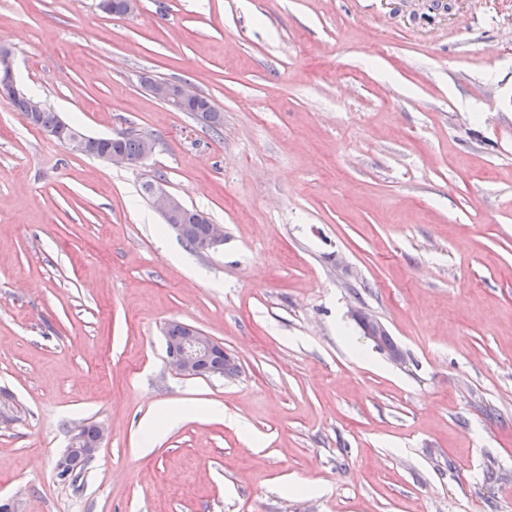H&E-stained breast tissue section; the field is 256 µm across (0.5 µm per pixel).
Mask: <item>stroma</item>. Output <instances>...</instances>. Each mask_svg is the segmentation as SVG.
Returning <instances> with one entry per match:
<instances>
[{
    "instance_id": "obj_1",
    "label": "stroma",
    "mask_w": 512,
    "mask_h": 512,
    "mask_svg": "<svg viewBox=\"0 0 512 512\" xmlns=\"http://www.w3.org/2000/svg\"><path fill=\"white\" fill-rule=\"evenodd\" d=\"M97 3L0 0L20 89L87 135L158 140L115 167L0 96V501L512 512V0ZM145 73L189 83L222 129L170 111ZM156 178L223 246L165 226L141 193ZM173 321L237 374L173 372ZM167 407L192 413L169 424ZM85 423L108 434L60 484ZM224 244V227L220 224H209L207 234L191 242V247L198 253L205 254L217 250Z\"/></svg>"
}]
</instances>
